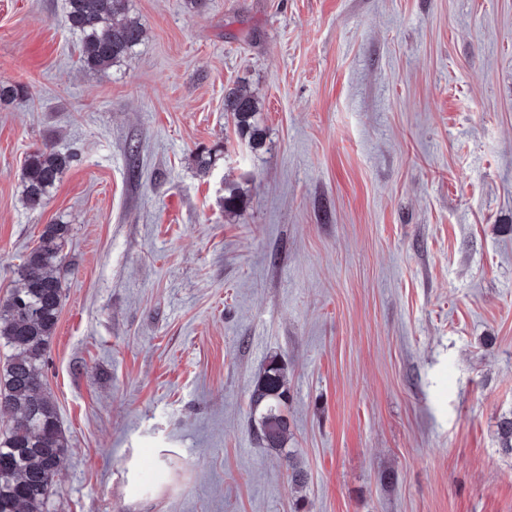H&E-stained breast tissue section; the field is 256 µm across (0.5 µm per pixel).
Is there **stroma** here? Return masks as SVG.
<instances>
[{
	"label": "stroma",
	"mask_w": 512,
	"mask_h": 512,
	"mask_svg": "<svg viewBox=\"0 0 512 512\" xmlns=\"http://www.w3.org/2000/svg\"><path fill=\"white\" fill-rule=\"evenodd\" d=\"M66 3L0 0V299L71 227L48 512H512V0H129L106 72ZM46 143L76 159L32 212ZM274 355L301 487L250 420ZM224 112L231 116L240 139L252 149L262 147L264 131L257 120L259 101L245 86L238 85L225 91Z\"/></svg>",
	"instance_id": "35a3bbf8"
}]
</instances>
